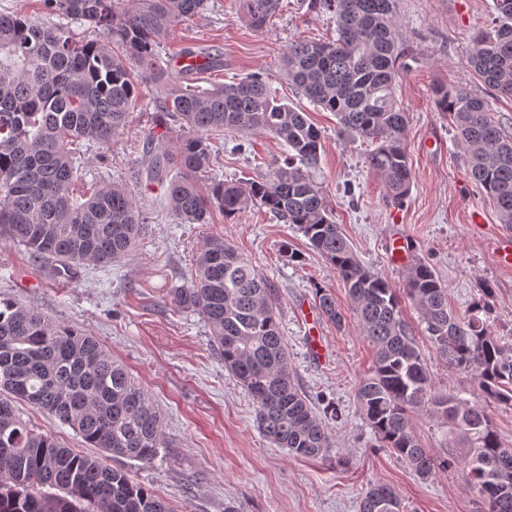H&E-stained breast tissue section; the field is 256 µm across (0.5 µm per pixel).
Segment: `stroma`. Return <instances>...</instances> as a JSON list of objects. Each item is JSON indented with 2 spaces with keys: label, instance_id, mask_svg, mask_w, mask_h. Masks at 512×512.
I'll use <instances>...</instances> for the list:
<instances>
[{
  "label": "stroma",
  "instance_id": "stroma-1",
  "mask_svg": "<svg viewBox=\"0 0 512 512\" xmlns=\"http://www.w3.org/2000/svg\"><path fill=\"white\" fill-rule=\"evenodd\" d=\"M283 8L258 31L243 17L242 0H208L203 15L171 27L162 41V64L184 49L209 53L217 64L188 75V84L209 88L248 75L265 80L278 96L296 100L283 60L290 43L334 38L329 13L309 0H282ZM493 0H399L397 26L406 67L397 97L409 114L406 147L413 186L403 206L388 204L382 182L366 167V144L337 132L332 113L308 107L323 135L315 178L335 221L365 265L402 284L408 266L391 252L404 239L410 258L425 261L448 289V305L465 313L485 301L489 323L502 343L512 344V269L500 268L494 244L506 230L457 148L448 113L438 111L432 88L462 89L487 102L490 115L512 133V99L497 96L468 63L473 38L489 32ZM141 93L126 128L107 144L82 142L79 190L116 183L133 195L144 217L133 251L109 265H84L78 279L64 280L34 261L28 250L0 241V292L52 319L95 336L152 397L162 415L164 445L147 466L125 468L132 479L157 490L178 512H357L370 484L396 489L405 512H483L449 447L448 429L417 417L424 447L450 462L448 470L420 479L378 439L362 419L355 391L368 371L372 348L361 336L348 292L334 267L295 227L247 210L232 220L213 213L206 224H184L168 209L165 187L147 183L143 144L150 135L176 137L178 122L156 112L155 88ZM213 167L199 176L201 190L216 179L272 176L286 149L267 134L225 135L214 142ZM480 212L482 224L471 222ZM230 239L278 296L280 331L299 387L317 408L335 405L330 456H291L259 431L246 391L225 369L196 312L177 309L174 289L188 285L194 258L207 238ZM333 293L345 317L336 327L320 314L316 289ZM319 334L322 354L311 346Z\"/></svg>",
  "mask_w": 512,
  "mask_h": 512
}]
</instances>
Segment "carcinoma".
<instances>
[{
    "instance_id": "cac0c4a2",
    "label": "carcinoma",
    "mask_w": 512,
    "mask_h": 512,
    "mask_svg": "<svg viewBox=\"0 0 512 512\" xmlns=\"http://www.w3.org/2000/svg\"><path fill=\"white\" fill-rule=\"evenodd\" d=\"M398 0H312L332 14L336 38L288 46V77L309 102L335 114L339 133L369 144L364 163L394 205L409 196L413 176L405 148L408 113L396 97L404 56ZM207 0H42L43 9L99 31L85 39L67 24L47 25L24 14H0V241L24 245L66 280L88 262L129 256L141 233L131 194L119 184L74 193L71 145L108 143L127 126L139 97L135 74L160 88L156 106L178 118L184 134L171 144L149 137L147 177L167 182V207L187 224H206L211 211L228 220L250 206L296 227L336 269L374 351L356 389L359 412L381 443L421 479L448 470V460L423 447L416 416L448 427L450 447L484 512H512V448L502 444L490 404L512 408V345L494 336L488 308L464 315L448 308V289L426 262L414 263L397 287L366 266L333 219L310 174L323 135L307 113L281 101L250 75L209 89L183 85L184 72L162 67L158 48L168 28L203 13ZM249 25L262 30L280 0H243ZM497 25L473 39L469 64L497 93L512 97V0H494ZM453 116L457 143L471 177L512 226V135L490 117L484 100L445 84L433 88ZM216 132L270 134L287 156L273 177L218 180L208 194L196 179L210 169ZM316 304L336 327L343 315L318 288ZM412 302L438 356L472 378L477 396L439 389L417 336L402 314ZM178 309L199 314L224 367L248 392L255 420L274 446L297 458L329 455L334 439L320 413L294 382L281 336L274 290L222 236L209 238L194 276L174 291ZM49 411L90 448L153 463L164 444L160 411L125 366L93 336L64 326L0 295V512H175L135 483L123 467L61 445L32 429L17 404ZM358 512H404L395 489L370 486Z\"/></svg>"
}]
</instances>
